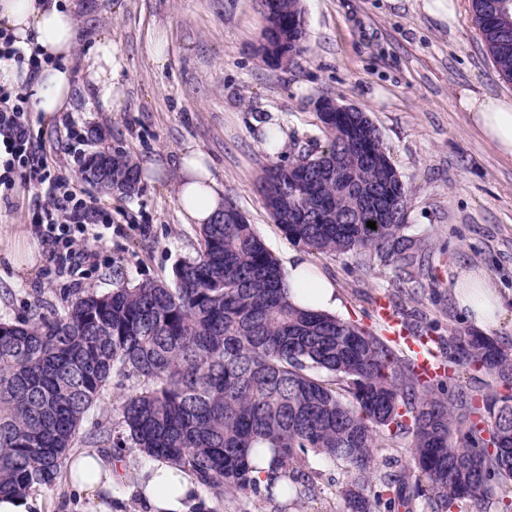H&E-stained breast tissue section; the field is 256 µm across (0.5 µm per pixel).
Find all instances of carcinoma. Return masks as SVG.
Masks as SVG:
<instances>
[{"label": "carcinoma", "instance_id": "cac0c4a2", "mask_svg": "<svg viewBox=\"0 0 512 512\" xmlns=\"http://www.w3.org/2000/svg\"><path fill=\"white\" fill-rule=\"evenodd\" d=\"M475 26L499 76L512 83V0H471ZM259 51L269 65L307 51L300 0H265ZM320 152L273 162L257 191L274 223L319 254L406 258L408 188L366 112L319 113ZM120 198L141 193L130 152L112 149ZM376 228L367 227V222ZM458 361L512 390V355L481 335L461 338ZM135 392L95 423L93 444L134 448L175 461L219 492L259 489L252 457L269 449L286 500L313 482L300 467L309 451L347 476L346 512L479 510L500 493L512 512V395L425 380L409 354L353 321L301 309L283 268L237 206L227 201L198 227L195 255L172 280L112 282L48 312L0 322V495L53 482L113 377ZM411 436L418 470L376 478L378 450Z\"/></svg>", "mask_w": 512, "mask_h": 512}]
</instances>
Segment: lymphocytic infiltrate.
Listing matches in <instances>:
<instances>
[{"instance_id": "f902f5d3", "label": "lymphocytic infiltrate", "mask_w": 512, "mask_h": 512, "mask_svg": "<svg viewBox=\"0 0 512 512\" xmlns=\"http://www.w3.org/2000/svg\"><path fill=\"white\" fill-rule=\"evenodd\" d=\"M40 54L38 47L18 46L9 30L0 29V69L14 68L25 74L21 83L0 80V201L10 200L17 182L42 187L32 217L34 230L47 246L51 273L73 278L106 248L104 231L112 226V210L88 204L83 191L44 153L27 92L28 83L42 70ZM88 239L92 248L80 249V242Z\"/></svg>"}]
</instances>
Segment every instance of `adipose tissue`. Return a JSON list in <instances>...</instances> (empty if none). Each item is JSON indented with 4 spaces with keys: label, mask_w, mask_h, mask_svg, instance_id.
<instances>
[{
    "label": "adipose tissue",
    "mask_w": 512,
    "mask_h": 512,
    "mask_svg": "<svg viewBox=\"0 0 512 512\" xmlns=\"http://www.w3.org/2000/svg\"><path fill=\"white\" fill-rule=\"evenodd\" d=\"M0 26L11 30L19 41L34 40L39 48L55 57L45 66L32 88L36 111L52 117L62 111L70 97V60L76 44L73 16L58 0H0ZM87 78L104 111L119 108L117 88L120 65L110 40H99L85 60ZM458 106L467 112L474 130L504 159L512 160V98L494 97L463 90ZM178 203L185 219L193 224L208 223L224 205L222 191L204 161L203 152L187 147L180 157ZM291 301L302 308L327 312L337 305L336 288L302 253L291 252L285 264ZM454 297L460 311L482 331L498 327L503 317L499 292L487 274L462 273ZM111 458L93 448L71 450L61 480L66 488L86 499H97L111 488ZM147 512H192L202 500L201 483L188 468L158 459L147 468L140 487Z\"/></svg>",
    "instance_id": "1"
}]
</instances>
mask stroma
<instances>
[{
	"label": "stroma",
	"mask_w": 512,
	"mask_h": 512,
	"mask_svg": "<svg viewBox=\"0 0 512 512\" xmlns=\"http://www.w3.org/2000/svg\"><path fill=\"white\" fill-rule=\"evenodd\" d=\"M77 46L70 68L71 99L64 111L34 113L46 150L59 158L70 128L84 135V152L120 145L136 158L143 191L121 200L69 176L93 204L112 208L106 251L88 265L82 291L106 292L114 273L126 279H171L192 256L195 225L186 223L176 198L180 155L203 151L226 198L243 212L278 259L294 246L274 224L255 183L269 159L263 127L280 126L286 151L324 143L319 102L330 98L367 112L411 191L403 233L416 244L413 262L384 264L354 253L309 255L335 285L337 317L377 335L387 304L410 327L441 336L439 352L455 362L456 385L487 390L493 379L458 364L461 336L473 327L455 302L465 271H482L498 288L506 318L489 333L512 353V162L475 133L459 93L472 89L512 97L477 34L470 0L456 26L429 14L424 0H301L308 50L279 68L257 56L259 0H74ZM110 39L122 63L123 106L103 112L83 59L99 38ZM40 195L34 183L17 184L11 206L0 204V238L21 231L40 259L12 269L0 256V321L30 316L39 306H61L69 281L46 271V245L31 224ZM148 458L125 449L116 483L101 498L113 512H144L135 491ZM303 469L313 478L307 494L281 500L264 492L216 493L203 487L206 512H343L342 470L308 453Z\"/></svg>",
	"instance_id": "stroma-1"
}]
</instances>
